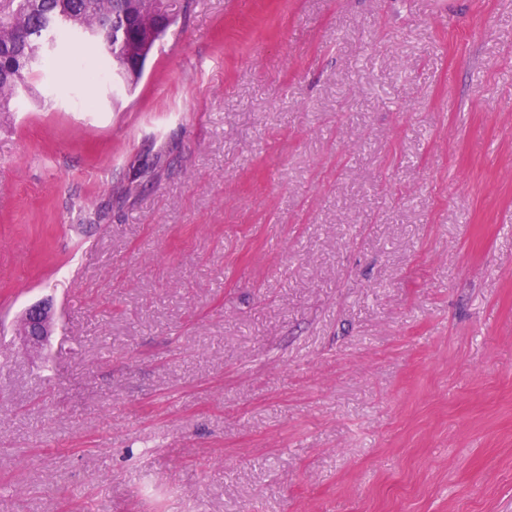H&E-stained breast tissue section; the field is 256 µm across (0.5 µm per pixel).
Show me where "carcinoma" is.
Returning <instances> with one entry per match:
<instances>
[{
  "instance_id": "1",
  "label": "carcinoma",
  "mask_w": 512,
  "mask_h": 512,
  "mask_svg": "<svg viewBox=\"0 0 512 512\" xmlns=\"http://www.w3.org/2000/svg\"><path fill=\"white\" fill-rule=\"evenodd\" d=\"M58 13L69 18L64 29L71 32L106 25L101 41L103 55L111 67H127L123 49L112 40V29L129 34L137 20L119 0H0V115L11 111L19 90L31 88L37 78L34 64L39 50L32 36Z\"/></svg>"
}]
</instances>
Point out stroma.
<instances>
[{
    "instance_id": "1",
    "label": "stroma",
    "mask_w": 512,
    "mask_h": 512,
    "mask_svg": "<svg viewBox=\"0 0 512 512\" xmlns=\"http://www.w3.org/2000/svg\"><path fill=\"white\" fill-rule=\"evenodd\" d=\"M52 58L0 117V512H512V0ZM55 330V313L48 302H39L26 309L21 335L24 342L35 348L47 346Z\"/></svg>"
}]
</instances>
